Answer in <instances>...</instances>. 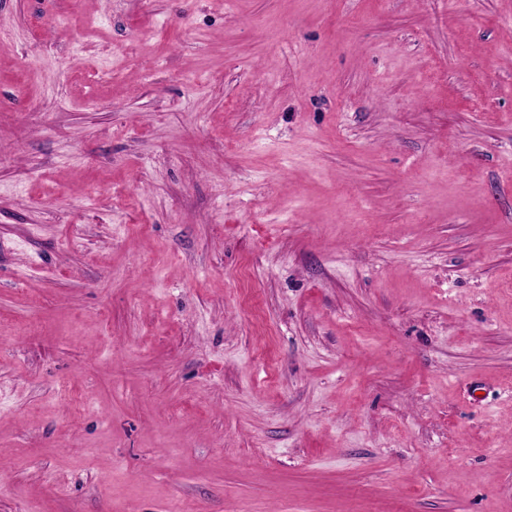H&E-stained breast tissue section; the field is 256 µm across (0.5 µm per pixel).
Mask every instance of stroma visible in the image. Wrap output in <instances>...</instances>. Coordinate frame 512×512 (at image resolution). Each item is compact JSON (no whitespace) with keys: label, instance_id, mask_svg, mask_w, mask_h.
I'll return each mask as SVG.
<instances>
[{"label":"stroma","instance_id":"35a3bbf8","mask_svg":"<svg viewBox=\"0 0 512 512\" xmlns=\"http://www.w3.org/2000/svg\"><path fill=\"white\" fill-rule=\"evenodd\" d=\"M0 512H512V0H0Z\"/></svg>","mask_w":512,"mask_h":512}]
</instances>
